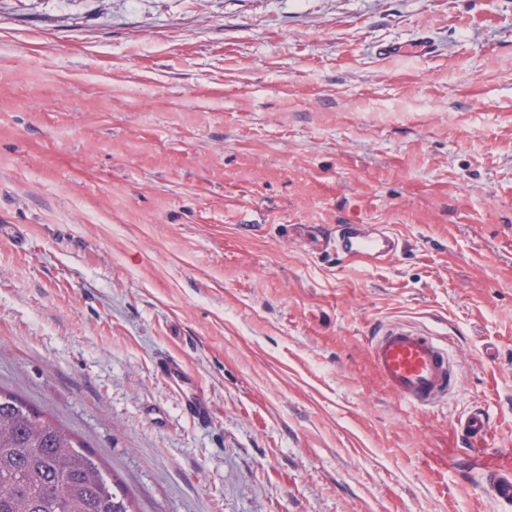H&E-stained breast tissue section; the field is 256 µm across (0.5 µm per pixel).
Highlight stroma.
I'll use <instances>...</instances> for the list:
<instances>
[{
	"instance_id": "1",
	"label": "stroma",
	"mask_w": 512,
	"mask_h": 512,
	"mask_svg": "<svg viewBox=\"0 0 512 512\" xmlns=\"http://www.w3.org/2000/svg\"><path fill=\"white\" fill-rule=\"evenodd\" d=\"M396 325L438 406L375 370ZM0 387L141 512H498L448 456L474 407L512 448V0H0ZM398 238L390 231L369 224H340L336 229V253L353 261L376 263L394 256ZM371 356L390 391L415 410L434 407L459 384V371L437 338L400 326L374 336ZM157 372L181 401L184 411L200 423L211 417L208 402L195 390L194 376L186 362L178 357L162 355L156 361Z\"/></svg>"
}]
</instances>
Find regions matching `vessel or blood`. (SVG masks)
<instances>
[{"label":"vessel or blood","instance_id":"1","mask_svg":"<svg viewBox=\"0 0 512 512\" xmlns=\"http://www.w3.org/2000/svg\"><path fill=\"white\" fill-rule=\"evenodd\" d=\"M398 238L390 231L368 224H342L336 230V251L353 261L376 263L394 256ZM376 369L390 391L416 410L434 407L459 384V371L448 357L447 347L437 338L405 327L386 329L371 343ZM158 373L179 398L184 411L198 422H208V402L195 389L194 376L186 362L174 356H160ZM457 427L470 440H484L489 418L483 410L470 411ZM483 493L495 501L501 512H512V464L502 460L477 465Z\"/></svg>","mask_w":512,"mask_h":512}]
</instances>
